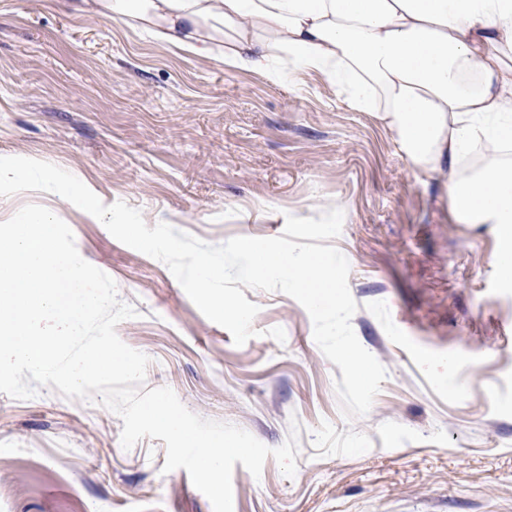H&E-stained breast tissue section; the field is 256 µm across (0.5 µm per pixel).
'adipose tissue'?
I'll list each match as a JSON object with an SVG mask.
<instances>
[{"label":"adipose tissue","instance_id":"adipose-tissue-1","mask_svg":"<svg viewBox=\"0 0 512 512\" xmlns=\"http://www.w3.org/2000/svg\"><path fill=\"white\" fill-rule=\"evenodd\" d=\"M278 84L297 71L376 113L512 276V0H71Z\"/></svg>","mask_w":512,"mask_h":512}]
</instances>
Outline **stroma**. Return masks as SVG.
I'll list each match as a JSON object with an SVG mask.
<instances>
[{
	"label": "stroma",
	"mask_w": 512,
	"mask_h": 512,
	"mask_svg": "<svg viewBox=\"0 0 512 512\" xmlns=\"http://www.w3.org/2000/svg\"><path fill=\"white\" fill-rule=\"evenodd\" d=\"M0 156L55 164L104 203L211 244L341 206L331 244L350 264L352 327L387 371L351 420L342 373L295 299L246 290L258 335L235 346L162 262L41 192L0 197V220L51 208L138 311L116 331L149 357L145 389L169 387L271 448L298 421L295 476L271 457L257 478L235 464L233 512H512V281L494 263L498 231L456 223L439 180L321 76L271 84L58 0H0ZM122 427L55 388L0 393V512H213L185 469L164 472L163 440L127 450Z\"/></svg>",
	"instance_id": "35a3bbf8"
}]
</instances>
